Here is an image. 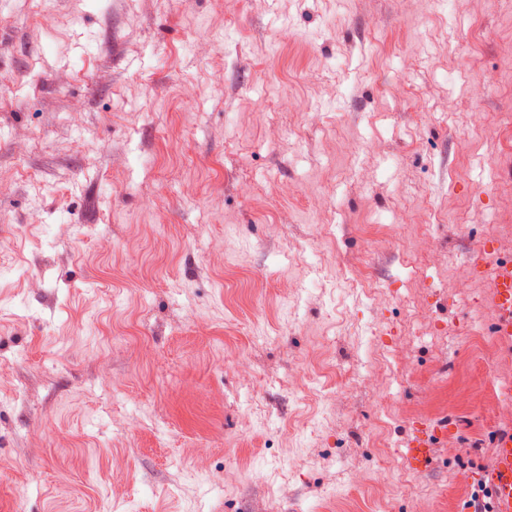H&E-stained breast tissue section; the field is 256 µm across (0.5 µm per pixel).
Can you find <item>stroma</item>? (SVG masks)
<instances>
[{"label": "stroma", "mask_w": 512, "mask_h": 512, "mask_svg": "<svg viewBox=\"0 0 512 512\" xmlns=\"http://www.w3.org/2000/svg\"><path fill=\"white\" fill-rule=\"evenodd\" d=\"M482 243L512 0H0V512H466ZM448 424L439 423L432 429L417 428L415 431L416 439L409 448V460L413 467L422 469L426 465L427 450L430 448L429 441L436 435L447 433Z\"/></svg>", "instance_id": "1"}]
</instances>
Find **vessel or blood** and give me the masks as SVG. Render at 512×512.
<instances>
[{
    "instance_id": "1",
    "label": "vessel or blood",
    "mask_w": 512,
    "mask_h": 512,
    "mask_svg": "<svg viewBox=\"0 0 512 512\" xmlns=\"http://www.w3.org/2000/svg\"><path fill=\"white\" fill-rule=\"evenodd\" d=\"M490 252L488 245H481L472 258V264L475 269H487L493 275L495 293L491 304L495 314L491 334L501 347L512 353V259L501 258L489 265L484 257ZM447 430L448 426L444 423L431 429H416V438L409 448V460L413 467H425L430 440ZM494 445V463L488 471V485L493 493L495 512H512V434L495 436Z\"/></svg>"
}]
</instances>
